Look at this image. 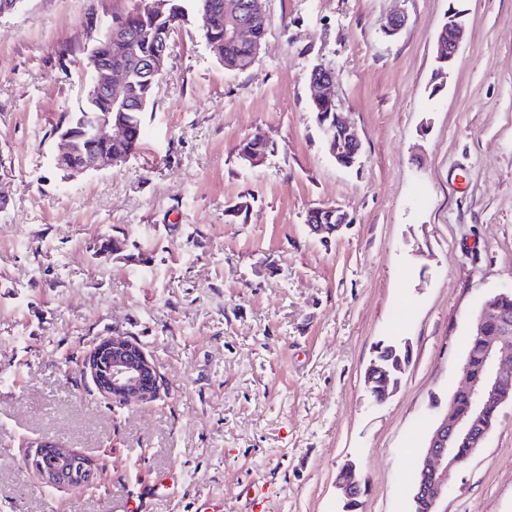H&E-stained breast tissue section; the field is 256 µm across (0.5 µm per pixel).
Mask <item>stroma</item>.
<instances>
[{
  "label": "stroma",
  "instance_id": "35a3bbf8",
  "mask_svg": "<svg viewBox=\"0 0 512 512\" xmlns=\"http://www.w3.org/2000/svg\"><path fill=\"white\" fill-rule=\"evenodd\" d=\"M121 0H18L0 14V512H342L336 474L365 478L359 512H411L432 397L462 380L472 318L512 282V0H265L254 65L225 70L198 21L171 39L127 163L64 180L56 128L77 111L91 14ZM465 38L441 91L449 8ZM405 24L383 33L391 15ZM335 72L358 164L329 156L309 69ZM263 131L256 167L238 148ZM249 202L231 216L238 202ZM352 225L322 241L316 206ZM125 235L150 264L101 254ZM133 338L158 398L102 396L83 369L103 337ZM409 340L384 405L366 396L379 342ZM59 442L88 486L48 489L30 463ZM444 512H512V405L456 474Z\"/></svg>",
  "mask_w": 512,
  "mask_h": 512
}]
</instances>
